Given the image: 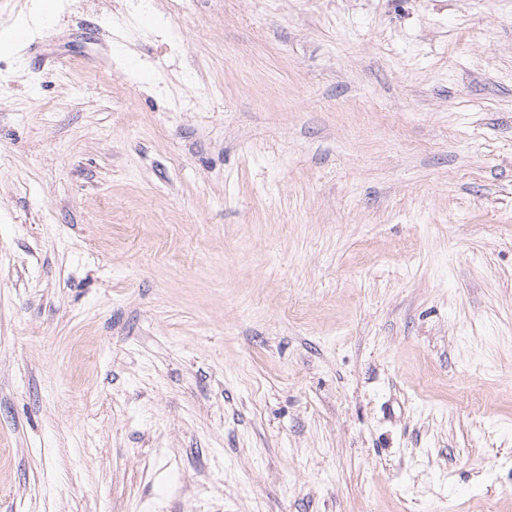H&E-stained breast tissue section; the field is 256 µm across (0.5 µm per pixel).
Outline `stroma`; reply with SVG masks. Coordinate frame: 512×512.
<instances>
[{"label":"stroma","instance_id":"stroma-1","mask_svg":"<svg viewBox=\"0 0 512 512\" xmlns=\"http://www.w3.org/2000/svg\"><path fill=\"white\" fill-rule=\"evenodd\" d=\"M57 2L0 512H512V0Z\"/></svg>","mask_w":512,"mask_h":512}]
</instances>
